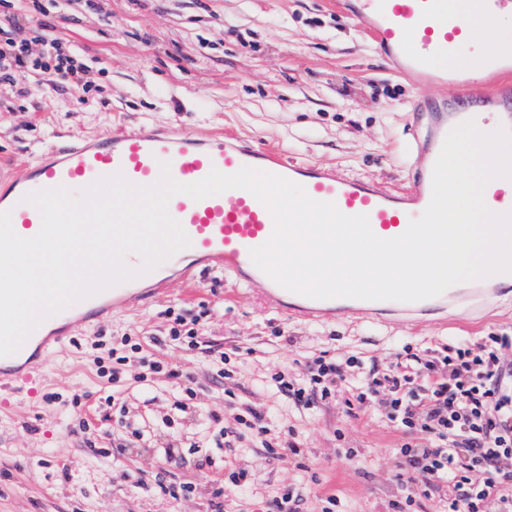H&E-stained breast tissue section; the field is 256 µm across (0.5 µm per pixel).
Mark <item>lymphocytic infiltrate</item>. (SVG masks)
<instances>
[{
  "instance_id": "f902f5d3",
  "label": "lymphocytic infiltrate",
  "mask_w": 512,
  "mask_h": 512,
  "mask_svg": "<svg viewBox=\"0 0 512 512\" xmlns=\"http://www.w3.org/2000/svg\"><path fill=\"white\" fill-rule=\"evenodd\" d=\"M51 62L56 80L79 94L91 89V66L60 38L0 39V86L23 96L29 86L16 76ZM362 362L317 357L301 380L272 375L271 384L295 404L310 407L335 398L345 386L348 408L376 402L387 420L408 436L399 453L402 496L393 512H424L423 502L442 495L448 512H512V372L503 369L491 345L449 347L442 357L396 361L382 377L361 376ZM244 424L261 437L271 459L301 455L294 431L272 432L263 413L250 410Z\"/></svg>"
}]
</instances>
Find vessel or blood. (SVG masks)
Segmentation results:
<instances>
[{
  "instance_id": "obj_1",
  "label": "vessel or blood",
  "mask_w": 512,
  "mask_h": 512,
  "mask_svg": "<svg viewBox=\"0 0 512 512\" xmlns=\"http://www.w3.org/2000/svg\"><path fill=\"white\" fill-rule=\"evenodd\" d=\"M337 2L340 15L359 25L376 52L412 81L445 86L454 80V72L445 69L442 61L467 41L472 28L469 18L447 13L442 0ZM482 70L512 72V45L488 56ZM503 99L512 100L511 87L494 89L486 103L494 117V129L512 132V111L498 107ZM411 110L432 111L436 117L424 137L413 141L419 162L406 191H390L376 181L342 175L326 165L296 163L280 150L254 145L236 135L202 137L169 128L129 127L105 139L59 147L18 173L0 174V212H10L15 232L30 238L39 233L42 219L26 197L38 190L63 186L78 195L97 180L118 173L132 184L150 186L165 169L175 181L190 184L214 170L232 174L247 166L301 185L310 198L334 203L344 215H366L378 237L391 239L403 234L410 221L427 208L433 168L444 141L470 118L469 112L444 103L415 102ZM167 209L181 224L189 246L146 273L141 270V256L128 253L124 263L136 270L135 278L43 319L16 354L0 357V406L5 403L4 392L37 393L50 350L62 344L74 328L110 318L113 311L130 301H148L216 269L242 285L260 286L267 308L306 317L368 310L416 319L448 306L467 311L480 305L498 286L512 283V272H501L486 281L453 285L437 297L417 302L310 298L284 289L254 264L251 251L268 241L273 220L249 191L230 189L198 201L178 194L169 200Z\"/></svg>"
}]
</instances>
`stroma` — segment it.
<instances>
[{
    "label": "stroma",
    "mask_w": 512,
    "mask_h": 512,
    "mask_svg": "<svg viewBox=\"0 0 512 512\" xmlns=\"http://www.w3.org/2000/svg\"><path fill=\"white\" fill-rule=\"evenodd\" d=\"M21 37L48 33L94 63L86 102L48 73H26L32 93L0 90V167L21 170L38 154L78 136L106 138L135 125H167L200 136L223 130L279 148L289 160L403 190L416 100L478 107L481 80L467 87L416 86L392 74L361 27L335 0H73L67 12L40 13L17 0ZM196 325L197 344L166 340L175 317ZM458 312H434L419 325L399 317L303 321L266 310L258 287L236 286L221 272L202 286L133 307L77 332L52 354L40 395L0 408V512H269L287 486L299 512H390L400 493L399 448L406 434L379 406L349 411L343 397L295 407L266 378L301 376L309 358H360L372 375L397 358L467 340L512 338V286L488 299L462 328ZM140 343L139 352L123 337ZM238 349L232 378L215 356ZM127 361L108 380L111 350ZM158 361L179 378L149 376ZM192 388L185 410L173 402L180 377ZM259 408L269 423L293 428L302 456L270 461L236 417ZM181 446L177 462L169 445ZM355 457H346L347 449ZM234 461L245 482L224 481ZM172 473L186 495L171 499L156 475Z\"/></svg>",
    "instance_id": "1"
}]
</instances>
